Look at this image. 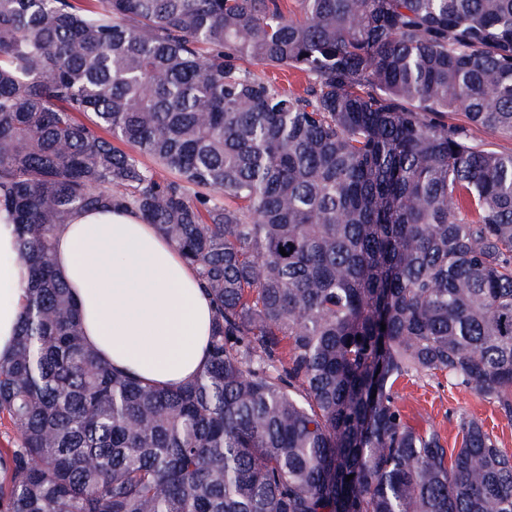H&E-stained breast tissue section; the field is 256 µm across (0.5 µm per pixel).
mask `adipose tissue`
<instances>
[{
	"mask_svg": "<svg viewBox=\"0 0 512 512\" xmlns=\"http://www.w3.org/2000/svg\"><path fill=\"white\" fill-rule=\"evenodd\" d=\"M54 261L77 303L85 341L103 362L163 387L186 384L203 369L211 299L140 214L75 213L57 232ZM26 286L11 219L0 211V361L14 352Z\"/></svg>",
	"mask_w": 512,
	"mask_h": 512,
	"instance_id": "adipose-tissue-1",
	"label": "adipose tissue"
}]
</instances>
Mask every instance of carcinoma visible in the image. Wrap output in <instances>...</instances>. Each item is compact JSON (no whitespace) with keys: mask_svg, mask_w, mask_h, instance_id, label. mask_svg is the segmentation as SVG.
Masks as SVG:
<instances>
[{"mask_svg":"<svg viewBox=\"0 0 512 512\" xmlns=\"http://www.w3.org/2000/svg\"><path fill=\"white\" fill-rule=\"evenodd\" d=\"M294 2L0 0V210L29 269L0 512H512L483 424L450 454L394 391L442 375L512 420V150L448 123L512 140V0ZM106 206L215 305L183 386L84 344L54 239ZM448 121L469 129V132L473 138L474 143L488 145L490 147H494L500 150L512 149V141H508L486 130L471 127L468 119L461 112H457L455 114L450 115Z\"/></svg>","mask_w":512,"mask_h":512,"instance_id":"1","label":"carcinoma"}]
</instances>
